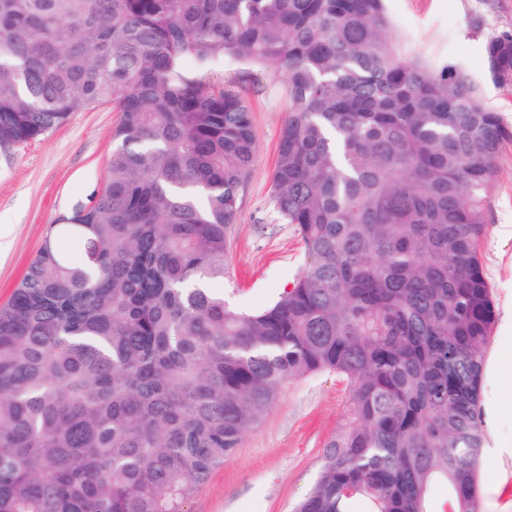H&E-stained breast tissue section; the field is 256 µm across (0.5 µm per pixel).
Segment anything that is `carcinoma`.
I'll list each match as a JSON object with an SVG mask.
<instances>
[{"label": "carcinoma", "instance_id": "1", "mask_svg": "<svg viewBox=\"0 0 512 512\" xmlns=\"http://www.w3.org/2000/svg\"><path fill=\"white\" fill-rule=\"evenodd\" d=\"M391 29L384 0H0L1 149L120 112L105 188L0 306V512H185L322 372L347 421L296 512H478L479 244L512 132ZM485 59L512 81V29ZM220 60L286 88L271 203L305 259L257 311L212 288L255 151L247 99L200 76Z\"/></svg>", "mask_w": 512, "mask_h": 512}]
</instances>
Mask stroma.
I'll use <instances>...</instances> for the list:
<instances>
[{
  "label": "stroma",
  "instance_id": "obj_1",
  "mask_svg": "<svg viewBox=\"0 0 512 512\" xmlns=\"http://www.w3.org/2000/svg\"><path fill=\"white\" fill-rule=\"evenodd\" d=\"M386 6L408 48L465 67L483 104L512 130V83L490 79L483 53L489 37L512 29V0H386ZM205 77L237 84L252 111L256 149L230 233L226 274L213 287L257 310L291 286L304 262L301 241L291 225L278 221L270 201L287 116L284 83L274 68L257 71L246 62L216 63ZM119 118L114 103H101L73 113L38 140L0 150V231L11 243L0 260V305L10 299L52 225L104 189ZM487 214L480 253L501 317L512 311V140L498 156ZM347 400L345 381L333 373L285 383L235 454L195 489L187 512H294L345 422ZM484 428L487 439L511 449L482 459L480 512H512V391L502 390L500 412Z\"/></svg>",
  "mask_w": 512,
  "mask_h": 512
}]
</instances>
